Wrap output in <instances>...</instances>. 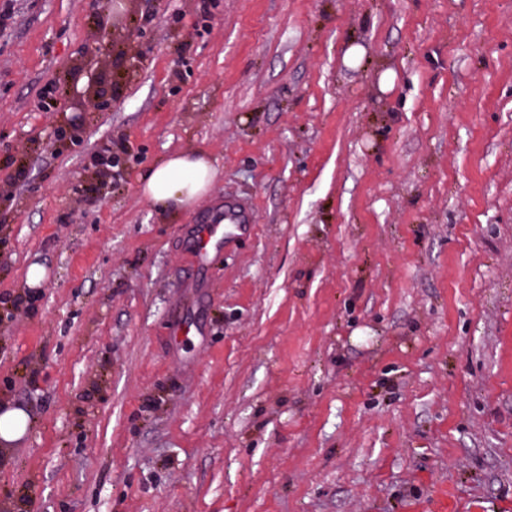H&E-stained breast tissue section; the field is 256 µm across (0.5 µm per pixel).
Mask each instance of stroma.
<instances>
[{"instance_id":"35a3bbf8","label":"stroma","mask_w":512,"mask_h":512,"mask_svg":"<svg viewBox=\"0 0 512 512\" xmlns=\"http://www.w3.org/2000/svg\"><path fill=\"white\" fill-rule=\"evenodd\" d=\"M11 5L0 512H512V0ZM181 151L219 175L162 213ZM217 168L203 155L177 152L141 179L142 194L162 211L187 209L213 188ZM252 216L230 200H224V224L230 229L228 233L238 230L247 231L252 224ZM214 226L210 224H197L194 235V255L199 265L209 259L213 248L218 240L213 241ZM28 425L26 413L19 408L3 405L0 412V446L8 447L17 442Z\"/></svg>"}]
</instances>
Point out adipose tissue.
Here are the masks:
<instances>
[{"mask_svg":"<svg viewBox=\"0 0 512 512\" xmlns=\"http://www.w3.org/2000/svg\"><path fill=\"white\" fill-rule=\"evenodd\" d=\"M216 167L202 155L177 152L141 179L142 194L160 211L187 209L212 189Z\"/></svg>","mask_w":512,"mask_h":512,"instance_id":"1","label":"adipose tissue"}]
</instances>
